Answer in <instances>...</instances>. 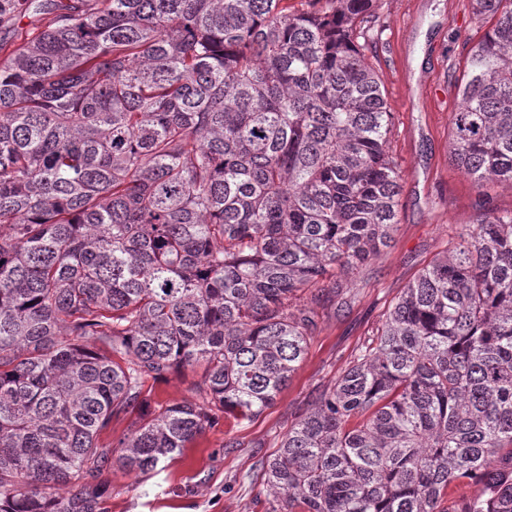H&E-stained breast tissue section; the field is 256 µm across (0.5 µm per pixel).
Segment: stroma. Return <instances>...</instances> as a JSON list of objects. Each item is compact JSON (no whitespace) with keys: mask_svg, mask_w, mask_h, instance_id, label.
Instances as JSON below:
<instances>
[{"mask_svg":"<svg viewBox=\"0 0 512 512\" xmlns=\"http://www.w3.org/2000/svg\"><path fill=\"white\" fill-rule=\"evenodd\" d=\"M377 13L383 33L366 57L385 87L391 147L403 170L391 247L359 270L337 271L339 291L319 308L307 354L271 408L241 425L221 422L149 474L112 468L108 512H266L262 488L248 476L274 452L310 395L339 376L403 288L462 225L487 207L512 210L511 186L478 189L448 161L457 79L488 28L474 16L472 0H378ZM232 439L239 447H229Z\"/></svg>","mask_w":512,"mask_h":512,"instance_id":"35a3bbf8","label":"stroma"}]
</instances>
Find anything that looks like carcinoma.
Returning <instances> with one entry per match:
<instances>
[{
  "label": "carcinoma",
  "mask_w": 512,
  "mask_h": 512,
  "mask_svg": "<svg viewBox=\"0 0 512 512\" xmlns=\"http://www.w3.org/2000/svg\"><path fill=\"white\" fill-rule=\"evenodd\" d=\"M377 0H0V512H104L271 407L336 269L391 246L402 170ZM449 160L512 185V0ZM203 366L191 402L150 381ZM268 512H512V210L448 241L249 474Z\"/></svg>",
  "instance_id": "obj_1"
}]
</instances>
